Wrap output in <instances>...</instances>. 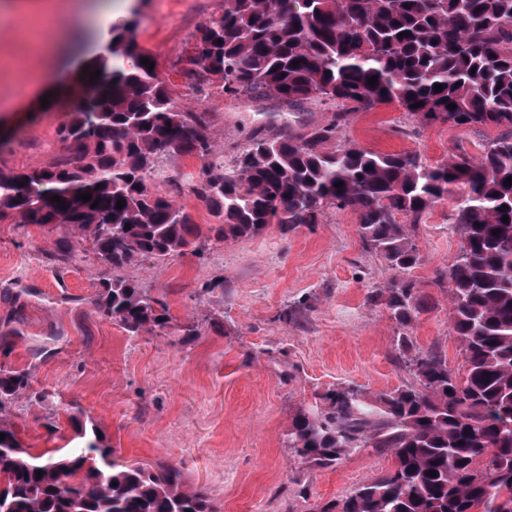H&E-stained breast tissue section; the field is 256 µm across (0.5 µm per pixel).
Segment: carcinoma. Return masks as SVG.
Here are the masks:
<instances>
[{"instance_id":"cac0c4a2","label":"carcinoma","mask_w":512,"mask_h":512,"mask_svg":"<svg viewBox=\"0 0 512 512\" xmlns=\"http://www.w3.org/2000/svg\"><path fill=\"white\" fill-rule=\"evenodd\" d=\"M137 15L109 30L90 69L99 79L57 128L64 152L27 171L0 166V223L62 226L90 243L112 272L95 306L129 335L193 336L197 327H177L167 303L121 271L195 253L204 239L244 240L269 224L286 234L320 223L329 208L353 211L365 249L394 272L367 299L402 329L395 352L413 382L374 397L356 385L328 390L322 408L295 415L288 447L320 468L362 448L393 455L391 471L323 512H512V0H224L194 35L193 91L217 85L230 97L331 113L296 126L265 113L230 166L212 113L179 105L141 63L153 56L137 43ZM394 102L422 126L499 134L477 158L451 154L435 165L338 142L352 113ZM184 155L201 161L198 174L167 195L152 191L157 163ZM186 192L222 223H193L175 200ZM450 194L461 248L435 281L449 284L456 370L405 333L422 309L411 230ZM28 386L27 370L1 367L0 411ZM71 425L75 447L55 454L32 452L0 423V512H217L209 490L179 468L119 464L91 419L73 415Z\"/></svg>"}]
</instances>
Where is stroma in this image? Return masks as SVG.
Here are the masks:
<instances>
[{
	"instance_id": "obj_1",
	"label": "stroma",
	"mask_w": 512,
	"mask_h": 512,
	"mask_svg": "<svg viewBox=\"0 0 512 512\" xmlns=\"http://www.w3.org/2000/svg\"><path fill=\"white\" fill-rule=\"evenodd\" d=\"M137 41L157 60L174 98L215 115L211 129L225 159L248 132L278 111L276 101L251 102L212 88L199 101L183 71L198 26L224 0H139ZM90 28L82 14L0 12V98L35 79L77 78L68 62ZM64 113L37 107L19 113L0 163L16 170L47 164L61 153ZM495 129L420 126L398 104L356 112L345 139L379 153L413 151L437 164L449 154L480 156ZM454 198L439 200L415 230L421 262L413 271L428 307L409 329L415 345L438 347L449 367L460 363L450 327V291L434 272L452 265L461 247L453 226ZM351 210H327L320 224L281 233L268 225L252 238L207 244L127 269L150 294L167 300L176 325L132 336L98 312L94 299L104 270L91 251L74 246L49 263L64 228L0 224V366L30 373L29 387L6 410L33 452L72 446L67 410L76 406L100 427L117 461L167 462L208 488L219 512H311L392 468L384 450L367 448L330 468L304 462L286 433L299 410L346 384L386 392L411 380L396 359L397 325L367 302L393 272L364 248ZM214 291H205L206 283ZM297 308L284 319L286 307ZM194 322L198 333L186 336Z\"/></svg>"
}]
</instances>
